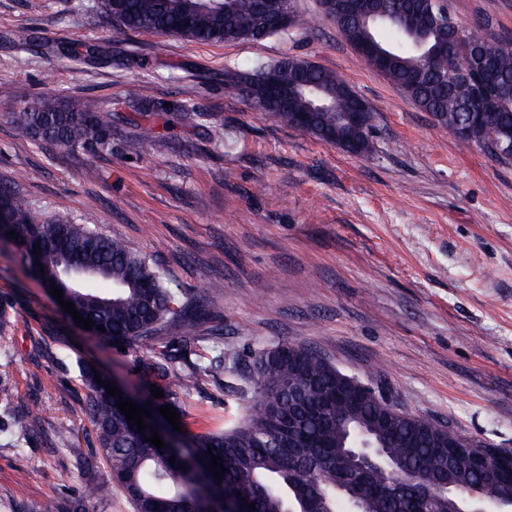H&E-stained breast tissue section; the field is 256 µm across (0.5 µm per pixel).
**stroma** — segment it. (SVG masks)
<instances>
[{
    "instance_id": "35a3bbf8",
    "label": "stroma",
    "mask_w": 512,
    "mask_h": 512,
    "mask_svg": "<svg viewBox=\"0 0 512 512\" xmlns=\"http://www.w3.org/2000/svg\"><path fill=\"white\" fill-rule=\"evenodd\" d=\"M297 24L265 40L198 43L122 33L100 0H0V36L24 26L73 45L99 44L111 61L83 65L0 39V183L17 182L34 212L98 225L152 254L193 296L225 284L200 324L194 361L213 355L214 333L241 372L262 347L295 342L369 383L398 408L462 435L512 449V163L462 145L402 90L367 65L325 19L319 0H293ZM461 22L485 21L487 38H512V0H448ZM285 56L348 81L374 111L370 151L343 152L254 109L227 91L224 72ZM136 90L143 112L129 101ZM40 95L98 100L112 150L17 138L10 113ZM203 112L187 126L183 106ZM156 132L139 149L141 128ZM95 166L98 179L84 170ZM0 512L75 485L74 449L95 439L85 414L82 364L150 397L143 360L174 350L177 330L120 349L65 316L48 289L0 241ZM226 372L182 397L184 437L239 420ZM37 407L64 421L68 444L18 441L17 414Z\"/></svg>"
}]
</instances>
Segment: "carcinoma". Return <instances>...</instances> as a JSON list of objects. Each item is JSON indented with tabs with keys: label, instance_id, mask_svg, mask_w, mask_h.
<instances>
[{
	"label": "carcinoma",
	"instance_id": "obj_1",
	"mask_svg": "<svg viewBox=\"0 0 512 512\" xmlns=\"http://www.w3.org/2000/svg\"><path fill=\"white\" fill-rule=\"evenodd\" d=\"M405 2L378 0L388 14L381 25L365 27L342 18L330 22L355 50L373 41L387 49L390 60L383 68L373 55L364 60L430 113L440 129L450 132L463 121L470 96L465 75L470 52L489 46L498 75L511 80L512 41L490 44L480 26L462 24V37L450 51L435 24ZM230 3L228 16L224 4L209 0H102L101 9L122 32L201 43L259 41L277 34L259 25L253 0ZM7 39L16 48L35 43L45 56L90 66L108 58L98 45L40 42L26 27L8 33ZM243 75L240 70H225L224 87L260 111L293 126L297 114L309 110L314 97L310 91H298L281 103L252 89ZM306 81L327 92L324 107L311 113L308 133L334 144L343 134L337 117L350 109L345 93L349 83L318 65ZM10 122L18 136L30 140L94 153L112 151L111 125L95 100L68 107L41 96L11 113ZM483 125L497 138L512 140V90L501 96L495 110L485 113ZM465 144L498 160H512L494 152L481 130ZM0 217V233L17 235L13 242L23 267L36 273L46 287L62 288L63 299L72 302L81 317L94 321L91 330L102 339L145 346L164 326L179 330L182 354H163L143 364L164 394V403L178 410L181 395L202 389L212 366L188 361L187 350L198 340L208 300L224 294V282H212L201 298L189 297L165 281L151 255L96 227L37 218L12 185H0ZM70 267L95 272L93 280L109 285L110 291L62 287ZM94 376L92 366H82L88 389L86 413L96 444L90 455H77L80 496L20 502L15 512H85V502L102 499L114 487L123 490L134 512H192L205 498L242 512L251 505L256 512H342L343 499L333 488L336 483L354 489L364 512H451L454 500L487 476L477 469L472 453L448 452L442 424L422 421L407 411L382 409L378 395L341 385L336 366L302 344L282 342L255 351L249 374L237 384L224 385V391L248 404L235 425L162 450L146 442V434L119 411L118 397L108 395ZM40 420L39 411L29 409L16 416L18 431L25 437ZM361 432L380 441L382 462L359 466L345 439ZM209 450L228 468L221 480L207 470ZM172 455L174 465L169 463ZM95 459L105 463V475L93 473ZM181 463L186 469L178 468ZM445 475L452 483L450 495L438 490V480Z\"/></svg>",
	"mask_w": 512,
	"mask_h": 512
}]
</instances>
